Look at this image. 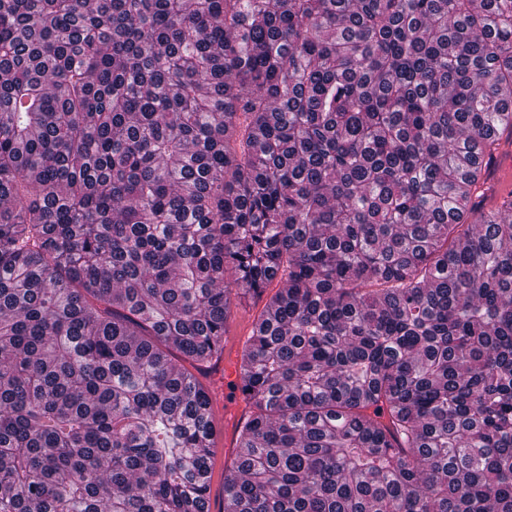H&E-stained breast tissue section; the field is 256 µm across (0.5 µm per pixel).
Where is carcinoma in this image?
<instances>
[{
    "mask_svg": "<svg viewBox=\"0 0 512 512\" xmlns=\"http://www.w3.org/2000/svg\"><path fill=\"white\" fill-rule=\"evenodd\" d=\"M512 0H0V512H512ZM283 287L268 288L276 276ZM509 151L510 149L503 153L501 151L492 162L494 178L489 182L488 185L492 188L487 190L486 194L494 195L495 201H499L511 189L512 157L509 156ZM261 309L262 303L253 308H246V310L241 308L232 309L231 317L227 324V340L224 343V365L225 362L234 359L230 368L234 367V363L237 360L236 355L241 349V346L239 349L237 348L238 337H248L250 335L252 321L260 313ZM232 452L233 448H228L224 445V439L218 441L217 447L215 448L211 472V494H214L213 491L218 487H220L224 493V455L225 457H230Z\"/></svg>",
    "mask_w": 512,
    "mask_h": 512,
    "instance_id": "carcinoma-1",
    "label": "carcinoma"
}]
</instances>
